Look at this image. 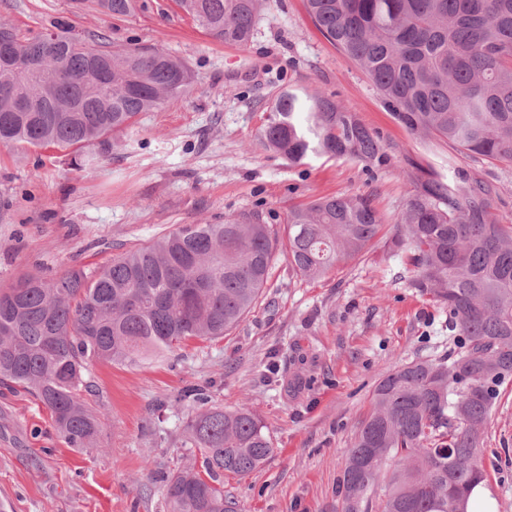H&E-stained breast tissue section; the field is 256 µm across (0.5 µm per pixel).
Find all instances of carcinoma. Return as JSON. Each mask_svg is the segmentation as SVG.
Instances as JSON below:
<instances>
[{
    "mask_svg": "<svg viewBox=\"0 0 512 512\" xmlns=\"http://www.w3.org/2000/svg\"><path fill=\"white\" fill-rule=\"evenodd\" d=\"M214 40L245 46L263 0H175ZM105 15L137 0H95ZM313 22L372 80L412 134L512 163V0H306ZM50 44L0 23V38L28 72L0 70V145L80 151L130 130L142 112L182 100L194 75L163 46H90L52 23ZM47 99V112H11L5 86ZM290 163L309 156L383 157L379 138L326 94L284 88L259 133ZM491 189L458 177L410 194L396 252L411 284L448 306L458 351L385 372L348 450L340 512H468L486 478L479 432L512 379V227L492 219ZM286 241L258 215L187 224L96 269L22 275L0 288V384L20 388L51 414L72 448L99 451V415L81 399L94 362L140 365L191 339L236 327L267 283L277 252L302 278L325 276L361 254L384 224L360 195L324 197L288 210ZM186 429L204 473L165 479L167 512H237L224 474L246 475L273 454L247 407L208 406L204 390Z\"/></svg>",
    "mask_w": 512,
    "mask_h": 512,
    "instance_id": "obj_1",
    "label": "carcinoma"
}]
</instances>
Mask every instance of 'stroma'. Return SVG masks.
Instances as JSON below:
<instances>
[{
  "label": "stroma",
  "mask_w": 512,
  "mask_h": 512,
  "mask_svg": "<svg viewBox=\"0 0 512 512\" xmlns=\"http://www.w3.org/2000/svg\"><path fill=\"white\" fill-rule=\"evenodd\" d=\"M128 16L93 0H0V20L38 35L56 19L87 43L164 46L187 61L196 91L141 113L118 149L94 145L86 170L69 152L0 145V287L27 273L97 267L186 224L244 212L284 231L289 207L320 197H368L386 225L363 255L308 281L278 257L258 302L224 337L192 340L149 366L94 363L82 394L101 419V452L69 447L49 411L0 385V499L12 512H165L162 477L195 463L181 393L204 386L210 405H246L275 451L255 471L224 477L240 512H336L355 431L380 376L456 349L448 309L395 278V224L428 179L464 173L490 185L496 223L512 226V164L461 152L399 124L367 74L315 27L305 0H265L252 41L207 36L174 0H139ZM334 96L380 139L382 162L311 157L291 165L257 134L282 87ZM493 512H512V381L484 439Z\"/></svg>",
  "instance_id": "1"
}]
</instances>
